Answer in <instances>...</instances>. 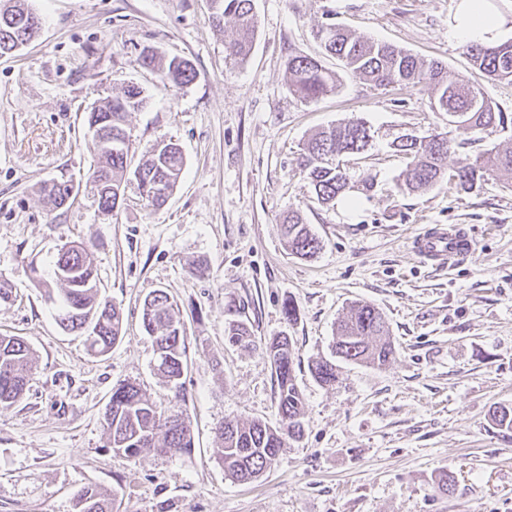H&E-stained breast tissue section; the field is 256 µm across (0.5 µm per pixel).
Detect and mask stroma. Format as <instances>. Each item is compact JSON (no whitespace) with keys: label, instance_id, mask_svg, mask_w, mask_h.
<instances>
[{"label":"stroma","instance_id":"stroma-1","mask_svg":"<svg viewBox=\"0 0 512 512\" xmlns=\"http://www.w3.org/2000/svg\"><path fill=\"white\" fill-rule=\"evenodd\" d=\"M37 38L0 57V277L14 299L0 304V335L21 336L36 363L24 399L0 409V512H74L95 484L118 492V512H512V432L490 419L512 404V177L464 190L443 180L401 193L399 136L440 133L449 170L512 146V82L472 71L452 34L459 0H254L253 49L231 63L232 24L216 28L210 0H29ZM334 22L388 42L478 84L505 127L473 141L433 111L427 87H374L324 56L316 33ZM190 61L185 86L162 81L139 57ZM319 59L334 92L302 101L288 90V60ZM150 104L128 115V165L161 141L178 143L182 177L161 208L135 185L104 214L89 179L96 158L86 116L127 83ZM371 128L368 151L351 158V180L370 193L319 204L297 157L319 130L350 118ZM72 185L67 205L38 192ZM297 210L322 243L302 259L279 226ZM461 225L475 242L457 265L437 270L412 253L424 228ZM84 244L100 293L123 310L122 337L106 358L61 330L43 280L66 244ZM37 274H30V267ZM155 289L177 301L188 336L184 387L194 449L128 462L107 446L103 415L118 382L139 384L159 409L175 390L156 370L140 321ZM297 321L283 313L286 300ZM356 302L385 316L394 360L371 368L341 361L333 386L308 364L329 356L336 324ZM244 321L254 346L229 343ZM292 338L304 396L302 439L286 440L249 482L231 478L216 450L217 427L259 420L277 426V387L264 345ZM451 471V493L436 489Z\"/></svg>","mask_w":512,"mask_h":512}]
</instances>
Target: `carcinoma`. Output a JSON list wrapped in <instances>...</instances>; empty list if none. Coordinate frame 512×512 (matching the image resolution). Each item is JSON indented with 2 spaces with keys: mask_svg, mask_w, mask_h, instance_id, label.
<instances>
[{
  "mask_svg": "<svg viewBox=\"0 0 512 512\" xmlns=\"http://www.w3.org/2000/svg\"><path fill=\"white\" fill-rule=\"evenodd\" d=\"M210 6L216 25L226 19L233 21L236 38L229 46V56L236 62L245 61L256 29L254 0H210ZM40 26V17L29 8L26 0H0V56L32 41ZM318 35L327 54L375 86H427L430 107L457 112L458 125L475 135L504 123L503 113L495 111L482 89L464 77L448 79L446 66L438 60L427 61L402 48L363 39L334 23L322 25ZM463 50L472 67L487 78L512 82V39L495 45L469 41L463 45ZM161 72L164 79L175 86L186 85L195 77L192 64L176 57L169 60ZM288 74L290 92L302 100L317 99L337 87L336 73L307 56L289 59ZM146 105L144 89L130 83L87 113L88 126L96 127L104 132V137L112 139L110 149L92 141L98 163L91 178L97 189L99 207L106 214L114 211L117 197L124 196L130 175L146 206L153 209L165 204L180 180L184 156L180 146L172 142L152 147L133 172H128L124 125L129 113L138 112ZM371 140L370 127L361 118L324 129L308 139L298 157V165L307 173L319 203L330 204L351 189L346 159L367 151ZM394 148L408 159L397 179L403 192L426 191L446 176L462 189L471 190L477 183L502 171L512 173V149L498 150L449 175L450 145L439 134L407 135L398 140ZM40 193L57 207L71 199L70 189L55 182L43 184ZM280 231L288 249L297 256L311 258L321 250V242L297 210L288 212ZM52 277L61 286V293L56 297L53 291H48V297L54 298L58 307L59 327L85 336L91 354H108L122 334L123 312L120 306L99 296L97 272L87 248L63 247L53 261ZM176 309L174 299L163 289L151 291L142 308V326L156 345V370L176 388L173 409L168 415H162L142 389L130 382L113 386L105 407L109 447L116 456L128 461L149 453L189 454L194 448L188 399L181 382L188 368L187 336ZM228 339L244 347L251 345L247 324L230 322ZM265 354L277 384L280 425L273 428L261 421H229L218 428L219 460L225 472L239 481L258 477L276 459L285 438L299 439L303 434V395L296 382L291 339L287 336L272 339L265 346ZM395 354L396 348L390 341L389 327L382 313L370 304L356 303L337 325L332 358L313 360L308 368L319 384L331 386L336 382V360L379 368L391 362ZM34 363L33 349L24 338L0 336V408L11 407L24 398L28 373ZM490 418L496 426L512 431V406L494 407ZM115 502L116 494L98 486L83 487L74 495L75 512H116Z\"/></svg>",
  "mask_w": 512,
  "mask_h": 512,
  "instance_id": "cac0c4a2",
  "label": "carcinoma"
}]
</instances>
